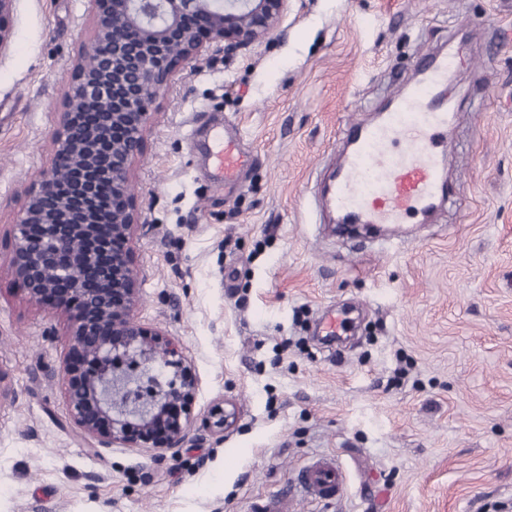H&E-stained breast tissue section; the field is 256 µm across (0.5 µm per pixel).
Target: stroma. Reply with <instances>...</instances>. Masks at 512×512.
<instances>
[{
    "mask_svg": "<svg viewBox=\"0 0 512 512\" xmlns=\"http://www.w3.org/2000/svg\"><path fill=\"white\" fill-rule=\"evenodd\" d=\"M93 35L87 0H17L0 57V512H254L336 457L344 494L292 512H512V0H288L249 50L210 46L175 75L133 162L135 316L174 338L223 400L224 440L87 451L67 415L64 309L8 270L5 234L53 159L69 69ZM471 56L450 84L445 177L456 201L380 248L311 201L341 131L374 121L422 51ZM233 121L249 163L213 183L195 146ZM349 304L348 340L323 311ZM353 324L354 319L350 317L349 313L336 314V312H330L322 317L319 327L323 336L341 338L351 332Z\"/></svg>",
    "mask_w": 512,
    "mask_h": 512,
    "instance_id": "1",
    "label": "stroma"
}]
</instances>
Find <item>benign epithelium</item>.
<instances>
[{"instance_id":"benign-epithelium-1","label":"benign epithelium","mask_w":512,"mask_h":512,"mask_svg":"<svg viewBox=\"0 0 512 512\" xmlns=\"http://www.w3.org/2000/svg\"><path fill=\"white\" fill-rule=\"evenodd\" d=\"M16 0H0V55L13 37ZM288 0H89L94 28L69 73L52 132L50 171L39 175L17 222L11 275L32 297L67 309L70 349L64 367L69 421L98 454L130 448H179L192 423L195 374L178 345L134 318L138 277L127 243L139 216L130 167L144 131L175 74L203 51L224 52L270 36ZM69 191L59 193L60 173ZM112 200L99 223L98 191ZM109 262L100 254L112 248ZM210 430L224 437V401Z\"/></svg>"}]
</instances>
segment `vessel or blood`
<instances>
[{
    "mask_svg": "<svg viewBox=\"0 0 512 512\" xmlns=\"http://www.w3.org/2000/svg\"><path fill=\"white\" fill-rule=\"evenodd\" d=\"M418 79L397 96L378 121L354 124L343 132L346 152L323 188V196L342 224H369L391 229L410 219H429L455 188L443 177L440 161L449 151L451 108L441 94L456 69L455 54H422ZM212 176L235 183L247 160L235 137L223 127L212 128L205 145ZM349 313H328L319 327L324 336L351 332ZM310 497L332 500L343 495L346 476L335 457L322 456L297 476Z\"/></svg>",
    "mask_w": 512,
    "mask_h": 512,
    "instance_id": "vessel-or-blood-1",
    "label": "vessel or blood"
}]
</instances>
